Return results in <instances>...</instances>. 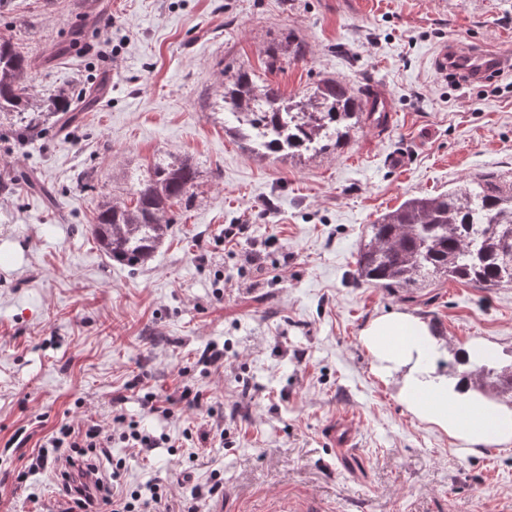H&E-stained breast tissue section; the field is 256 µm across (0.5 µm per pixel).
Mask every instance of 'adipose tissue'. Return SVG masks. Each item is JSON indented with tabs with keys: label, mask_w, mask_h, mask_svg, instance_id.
I'll list each match as a JSON object with an SVG mask.
<instances>
[{
	"label": "adipose tissue",
	"mask_w": 512,
	"mask_h": 512,
	"mask_svg": "<svg viewBox=\"0 0 512 512\" xmlns=\"http://www.w3.org/2000/svg\"><path fill=\"white\" fill-rule=\"evenodd\" d=\"M361 340L375 372L397 376V396L415 418L469 448L512 444V407L477 393L464 373H438L431 358L437 345L426 321L389 312L373 319Z\"/></svg>",
	"instance_id": "obj_1"
}]
</instances>
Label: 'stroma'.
Here are the masks:
<instances>
[{"label": "stroma", "instance_id": "stroma-1", "mask_svg": "<svg viewBox=\"0 0 512 512\" xmlns=\"http://www.w3.org/2000/svg\"><path fill=\"white\" fill-rule=\"evenodd\" d=\"M3 31L37 95L108 92L61 131L23 140L0 122V512L58 507L49 473L18 478L37 440L71 420L109 430L118 413L173 444L116 441L97 466L122 460L120 487L152 480L177 506L219 473L200 512H512V447L465 451L418 421L360 341L401 311L429 323L438 372L455 374L478 341L510 362L512 285L439 278L408 294L356 276L381 215L512 171V74L468 84L433 66L442 46L512 35V0H0ZM293 36L305 58L287 54ZM241 67L288 96L323 79L378 92L387 122L360 116L331 154L260 156L217 107ZM160 154L191 158L199 176L170 237L132 269L89 226L101 196L124 195ZM228 224L250 232L225 241ZM272 238L287 263L242 272ZM212 345L223 364L199 365ZM186 384L202 407L179 403ZM149 393L175 398L170 417L146 413ZM344 414L355 441L340 452L325 427ZM22 426L31 441L8 447Z\"/></svg>", "mask_w": 512, "mask_h": 512}]
</instances>
